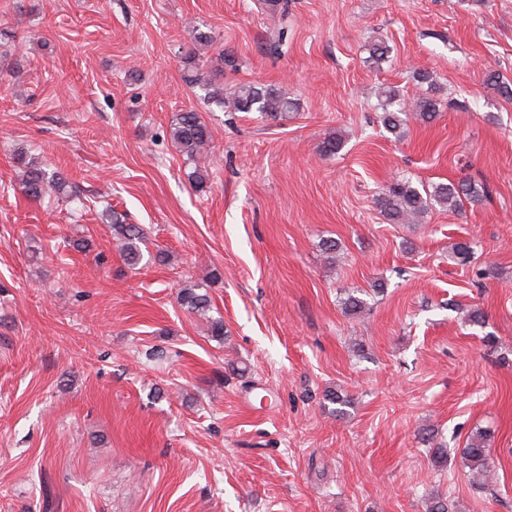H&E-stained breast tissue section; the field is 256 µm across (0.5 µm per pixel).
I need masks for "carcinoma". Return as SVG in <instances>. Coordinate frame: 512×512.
<instances>
[{"mask_svg":"<svg viewBox=\"0 0 512 512\" xmlns=\"http://www.w3.org/2000/svg\"><path fill=\"white\" fill-rule=\"evenodd\" d=\"M183 79L190 89L198 88L204 98L232 112H257L270 120L284 119L297 109V103L286 97L271 85L245 84L233 93L224 95V87L216 82V75L203 68L196 51L188 49L183 56ZM486 82L499 95L512 99V85L502 81L495 71L488 72ZM381 121L388 131L400 137L405 133L410 115L422 120H430L438 112L437 100L427 95L413 102L402 98L396 87H387L381 93ZM172 138L179 151L189 160L201 156L210 147L211 131L194 111L180 112L172 127ZM17 164L24 168L22 184L25 194L39 200L47 192L75 199L80 196L76 185L60 172L48 173L39 163L27 158V154H16ZM482 185L471 180L462 182L415 185L411 179H397L382 189L375 198L379 212L393 224H417L434 206L455 207L466 198L477 201L481 197ZM110 219L121 250L131 266L140 263L143 253L140 244L145 239L144 229L136 224L125 222L122 214L109 210ZM181 305L200 316L210 311L211 303L207 294H201L192 287L180 290ZM489 434L479 430L468 437L462 455L469 468L470 478L476 486L485 485L490 474L488 466Z\"/></svg>","mask_w":512,"mask_h":512,"instance_id":"carcinoma-1","label":"carcinoma"}]
</instances>
